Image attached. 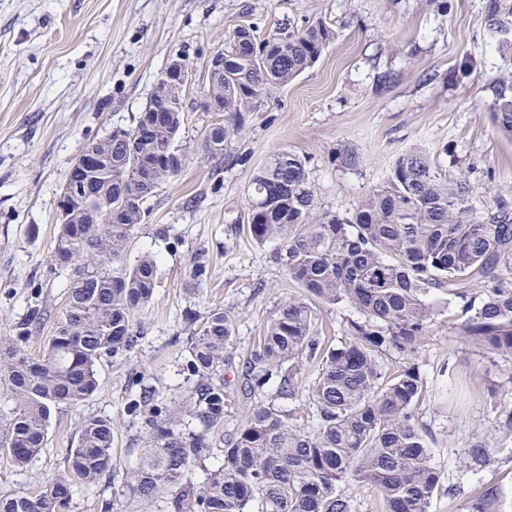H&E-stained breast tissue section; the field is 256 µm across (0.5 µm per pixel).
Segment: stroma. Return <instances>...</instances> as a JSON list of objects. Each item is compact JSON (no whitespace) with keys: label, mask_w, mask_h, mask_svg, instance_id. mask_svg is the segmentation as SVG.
Returning <instances> with one entry per match:
<instances>
[{"label":"stroma","mask_w":512,"mask_h":512,"mask_svg":"<svg viewBox=\"0 0 512 512\" xmlns=\"http://www.w3.org/2000/svg\"><path fill=\"white\" fill-rule=\"evenodd\" d=\"M490 0H0V339L15 336L33 308L43 319L27 349L40 354L67 295L50 255L56 200L86 144L133 125L169 62L186 57L181 173L163 182L136 230L128 262L158 263L139 339L99 365V388L82 406L54 414L45 448L28 469L0 451V495L38 492L63 467L86 416L112 420L114 470L93 492L77 490L68 512H158L130 491L145 428L127 403L133 379L157 403L185 395L182 365L195 322L213 308L236 322L224 388L235 394L242 364L268 317L305 292L275 264L274 243L248 233L254 170L272 153L304 157L323 210L351 214L401 154L419 149L446 175H464L473 194L512 199V136L491 117L493 79L512 72V36L485 24ZM281 22L323 24L334 38L317 64L261 99L248 126L219 156L203 145L223 113L201 107L206 63L239 26L263 37ZM165 226L166 236L156 234ZM206 248L210 274L199 292L184 283L191 253ZM462 300L440 314L410 360L424 378L418 423L442 473L431 512H463L474 490L497 484L512 512V357L460 339ZM491 450L483 466L466 448Z\"/></svg>","instance_id":"obj_1"}]
</instances>
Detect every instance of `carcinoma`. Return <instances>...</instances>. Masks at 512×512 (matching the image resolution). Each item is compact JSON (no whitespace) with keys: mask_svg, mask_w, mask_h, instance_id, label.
<instances>
[{"mask_svg":"<svg viewBox=\"0 0 512 512\" xmlns=\"http://www.w3.org/2000/svg\"><path fill=\"white\" fill-rule=\"evenodd\" d=\"M487 27L511 32L512 7L493 0ZM332 39L320 23L300 31L282 22L263 39L250 27L236 30L224 72L206 90L224 102L230 124L209 128L207 151L223 154L227 137L245 130L253 104L312 68ZM494 83L493 119L512 136V78ZM182 92L159 77L130 128L87 143L99 164L69 171L74 197L52 251L67 277V301L40 356L25 348L27 327L0 341V396L15 404L0 421V446L18 468L45 447L52 413L97 391L101 359L136 346L134 316L154 297L157 260L144 253L129 264L127 254L148 201L185 164ZM248 205L252 240L279 241L272 259L288 278L318 301L350 304L358 318L335 344L320 335L308 301L281 304L243 362L240 394L253 403L230 429L224 364L235 329L223 310H213L188 337L190 394L169 406L130 400L148 428L132 474L134 497L159 501L160 512H351L348 490L366 483L382 512H430L442 476L415 419L424 380L413 363L387 378L379 358L414 351L436 315L432 294L462 299L471 286L482 299L462 306L459 335L512 357V204L497 197L479 207L464 176L448 178L413 151L397 158L351 215L340 216L319 209L307 161L282 149L255 169ZM209 267L208 250L196 249L190 288L206 283ZM305 356L320 365L308 394L313 425L301 428L283 402L296 399ZM112 469V422L89 417L63 469L35 495H1L0 512H66L75 487L91 488ZM500 503L499 487L484 485L466 512H499Z\"/></svg>","mask_w":512,"mask_h":512,"instance_id":"obj_1","label":"carcinoma"}]
</instances>
